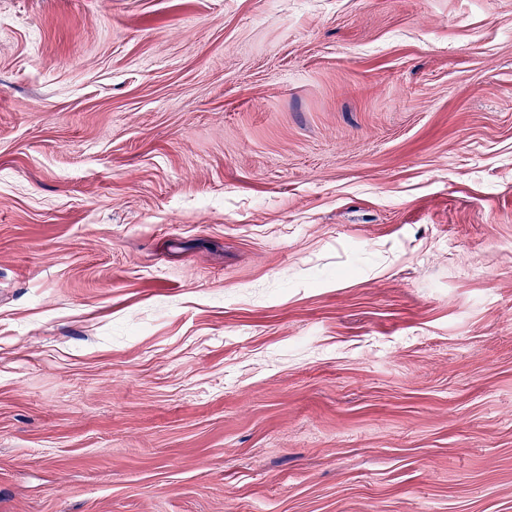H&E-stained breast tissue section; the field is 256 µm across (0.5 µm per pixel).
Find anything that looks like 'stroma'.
Here are the masks:
<instances>
[{
	"label": "stroma",
	"instance_id": "stroma-1",
	"mask_svg": "<svg viewBox=\"0 0 512 512\" xmlns=\"http://www.w3.org/2000/svg\"><path fill=\"white\" fill-rule=\"evenodd\" d=\"M0 512H512V0H0Z\"/></svg>",
	"mask_w": 512,
	"mask_h": 512
}]
</instances>
